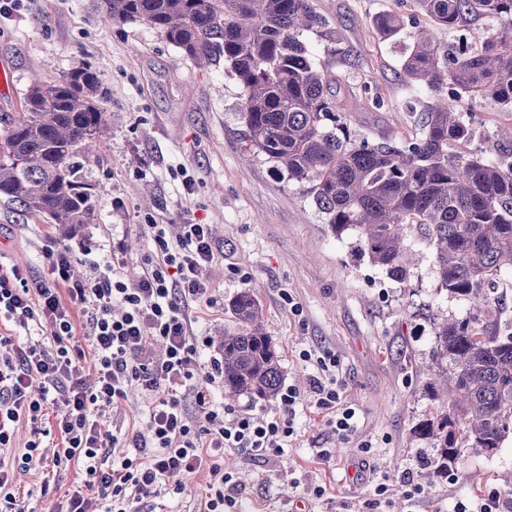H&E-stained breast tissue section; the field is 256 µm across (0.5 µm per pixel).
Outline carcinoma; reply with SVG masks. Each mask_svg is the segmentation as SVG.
Listing matches in <instances>:
<instances>
[{"mask_svg": "<svg viewBox=\"0 0 512 512\" xmlns=\"http://www.w3.org/2000/svg\"><path fill=\"white\" fill-rule=\"evenodd\" d=\"M102 8L112 20L148 23L197 62L224 61L243 90L245 152L305 188L332 234L355 231L360 255L389 278H409L413 237L432 248L437 288L473 313L436 327L429 387L444 405L415 434L436 448L429 465L438 473L470 449L498 450L512 433V323L502 320L495 288L512 274V161L472 152L475 130L462 104L512 106V0H413L408 16L374 18L385 40L412 24L401 76L439 95L422 135L403 143L351 129L338 79L306 42L313 34L329 55L339 51L340 34L313 0H102ZM481 18L496 26L475 50L450 54L431 33L466 31ZM101 94L90 65L54 82L33 79L0 137V197L69 231L93 223L81 171L105 131ZM491 139L512 152V120ZM232 310L237 328L221 340L224 392L271 401L282 373L262 307L245 291Z\"/></svg>", "mask_w": 512, "mask_h": 512, "instance_id": "cac0c4a2", "label": "carcinoma"}]
</instances>
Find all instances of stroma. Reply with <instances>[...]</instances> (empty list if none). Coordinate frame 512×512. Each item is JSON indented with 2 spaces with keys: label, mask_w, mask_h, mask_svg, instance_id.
Returning <instances> with one entry per match:
<instances>
[{
  "label": "stroma",
  "mask_w": 512,
  "mask_h": 512,
  "mask_svg": "<svg viewBox=\"0 0 512 512\" xmlns=\"http://www.w3.org/2000/svg\"><path fill=\"white\" fill-rule=\"evenodd\" d=\"M315 5L341 36L329 63L345 82L340 97L360 137L398 143L419 136L432 96L400 76L410 38L385 41L373 28L380 12L409 13L412 0ZM0 63L21 93L32 78L54 81L90 64L102 79L107 120L83 169L94 223L64 237L48 219L22 216L0 199V265L42 274V248L51 240L73 253L75 278H91L95 265L116 259L132 283L153 249L144 225L197 222L214 226L222 253L208 272L212 305L191 313L197 331L217 340L236 326L231 303L240 292L259 299L282 383L304 400L298 435L281 456L225 451L223 466L235 481L229 512H368L365 502L380 482L390 502L377 512H450L459 500L512 493V434L493 456L468 451L451 476L422 466L434 450L414 437L413 427L430 404L424 367L434 326L469 315L466 302L438 290L432 250L414 244L415 264L400 283L359 255L355 232H329L302 187L247 157L242 88L223 63L196 64L146 23L107 18L98 0H16L0 16ZM374 94L382 107L373 106ZM117 198L122 207L114 206ZM293 302L298 312H291ZM304 349L335 353L356 410L353 435L338 437L326 412L308 401L314 369L300 360ZM365 441L372 445L367 454L360 448ZM321 448L330 449V458L318 457ZM80 479L73 460L33 465L17 476V512H58ZM209 479L204 469L181 475L185 493L162 492L147 500L146 512H203ZM406 483L419 495L405 498ZM317 486L325 488L323 497L313 496Z\"/></svg>",
  "instance_id": "obj_1"
}]
</instances>
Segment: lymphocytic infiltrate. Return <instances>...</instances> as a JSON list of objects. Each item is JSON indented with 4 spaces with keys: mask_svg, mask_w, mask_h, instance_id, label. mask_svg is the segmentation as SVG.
<instances>
[{
    "mask_svg": "<svg viewBox=\"0 0 512 512\" xmlns=\"http://www.w3.org/2000/svg\"><path fill=\"white\" fill-rule=\"evenodd\" d=\"M144 230L154 254L133 284L113 265L87 281H72L69 250L53 244L43 251L50 278L0 268V318L22 327L35 321L47 333L46 340L25 346L0 336V448L11 447L14 423L38 422L53 406L63 457L80 462L84 472L66 512H142L169 476L202 467L210 474L206 512H224L233 475L218 456L235 448L258 458L280 454L296 433L301 395L291 386L282 389L271 416L217 401L213 387L222 364L202 365L209 340L195 333L189 314L191 304L212 302L206 271L216 256L213 227L148 224ZM73 303L86 317V349L74 341ZM299 357L315 369V407L328 413L337 436H350L356 411L336 375L335 353L304 349ZM90 364L98 375L92 389L84 380ZM137 391L151 398L144 424L131 434L132 452L109 462L107 449L120 439L102 428L101 419ZM188 392L192 411L184 404Z\"/></svg>",
    "mask_w": 512,
    "mask_h": 512,
    "instance_id": "obj_1",
    "label": "lymphocytic infiltrate"
}]
</instances>
